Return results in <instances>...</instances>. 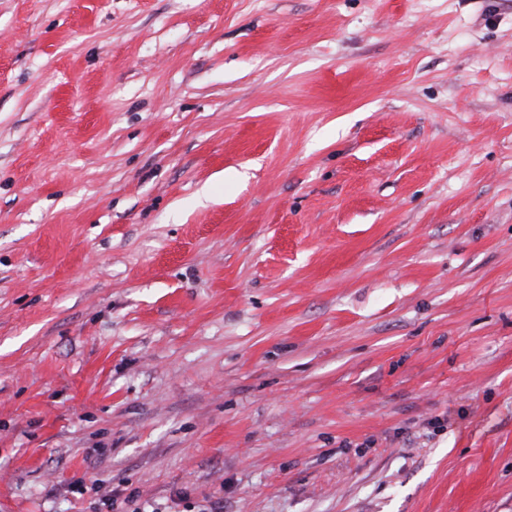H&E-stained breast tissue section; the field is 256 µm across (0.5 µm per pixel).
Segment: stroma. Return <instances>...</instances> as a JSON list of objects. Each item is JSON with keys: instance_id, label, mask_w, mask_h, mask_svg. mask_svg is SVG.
<instances>
[{"instance_id": "obj_1", "label": "stroma", "mask_w": 512, "mask_h": 512, "mask_svg": "<svg viewBox=\"0 0 512 512\" xmlns=\"http://www.w3.org/2000/svg\"><path fill=\"white\" fill-rule=\"evenodd\" d=\"M0 512H512V0H0Z\"/></svg>"}]
</instances>
